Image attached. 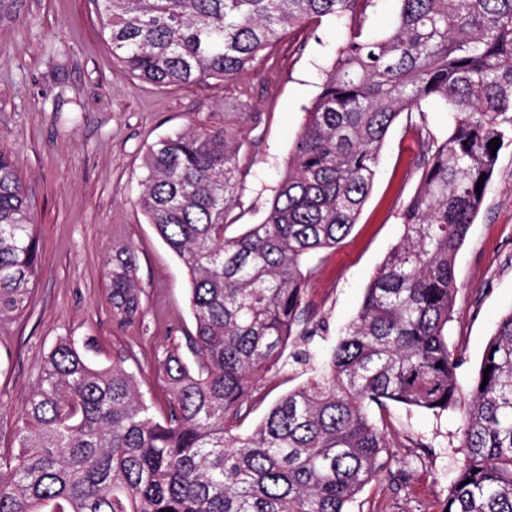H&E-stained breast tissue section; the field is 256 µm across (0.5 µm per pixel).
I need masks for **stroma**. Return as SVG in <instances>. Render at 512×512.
I'll return each instance as SVG.
<instances>
[{
  "label": "stroma",
  "instance_id": "stroma-1",
  "mask_svg": "<svg viewBox=\"0 0 512 512\" xmlns=\"http://www.w3.org/2000/svg\"><path fill=\"white\" fill-rule=\"evenodd\" d=\"M345 36L326 19L286 38L234 81L161 88L113 61L95 0H20L15 15L0 21V151L25 183L38 242L30 301L0 320V453L13 448L44 358L64 336L89 342L97 365L124 356L141 391L163 405L157 368L194 320L187 272L137 205L146 151L170 133L223 122L225 103L260 113L249 146L257 162L241 193L243 223L258 222ZM410 120L401 114L390 129L351 232L308 261L307 302L322 323L311 344L318 360L328 358L356 316L403 232L398 214L420 178ZM118 241L132 243L138 256L143 314L131 323L116 318L110 301L107 256ZM455 275L448 343L462 358L457 376L466 388L496 322L512 310V146L499 154ZM305 379L299 370L268 374L245 429ZM387 413L391 439L410 447L414 476L404 482L401 463H393L390 475L363 489L352 512H442L457 471L458 412L437 417L392 404Z\"/></svg>",
  "mask_w": 512,
  "mask_h": 512
}]
</instances>
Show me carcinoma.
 Wrapping results in <instances>:
<instances>
[{
	"label": "carcinoma",
	"mask_w": 512,
	"mask_h": 512,
	"mask_svg": "<svg viewBox=\"0 0 512 512\" xmlns=\"http://www.w3.org/2000/svg\"><path fill=\"white\" fill-rule=\"evenodd\" d=\"M112 58L157 86L231 81L296 30L325 18L346 41L306 110L286 172L260 222L236 236L255 156L237 104L224 123L152 144L138 205L190 278L195 332L158 370L162 417L119 357L100 367L63 337L0 454V512H348L396 456L370 416L389 404L461 413V462L444 512H512V311L460 388L448 344L455 257L480 210L500 147L512 144V0H399L388 33L366 34L373 0H95ZM440 101L441 139L415 126L419 186L399 241L322 366L303 260L349 234L386 137ZM483 179L481 192L476 184ZM112 309L142 313L131 243L112 245ZM25 185L0 151V320L24 309L37 274ZM489 373H484L487 366ZM312 377L250 432L271 371Z\"/></svg>",
	"instance_id": "obj_1"
}]
</instances>
